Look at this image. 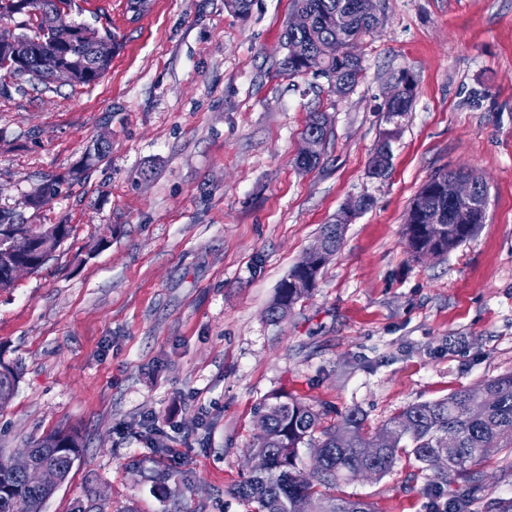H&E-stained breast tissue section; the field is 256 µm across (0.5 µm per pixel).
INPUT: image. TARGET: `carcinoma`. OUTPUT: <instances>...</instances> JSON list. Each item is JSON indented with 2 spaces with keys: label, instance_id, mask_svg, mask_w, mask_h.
Returning <instances> with one entry per match:
<instances>
[{
  "label": "carcinoma",
  "instance_id": "cac0c4a2",
  "mask_svg": "<svg viewBox=\"0 0 512 512\" xmlns=\"http://www.w3.org/2000/svg\"><path fill=\"white\" fill-rule=\"evenodd\" d=\"M31 2L32 12L14 50V55L28 68V80L49 84L55 64L77 59L79 67L72 86L96 83L109 62L95 56L93 39L62 38L51 26L48 0ZM294 8L305 11L311 25L305 30L285 28L283 44L290 52V59L285 61L287 74L337 77L347 90H352L362 72L361 60L353 53L355 41L372 30L379 18L368 12L363 0H294ZM328 38L336 40L337 55L332 60H322L315 55L314 48L319 40ZM414 97L412 87L402 102L381 107L389 128L375 149V153L384 154V162L378 170L370 172L371 177L387 176L392 155L384 149L397 138ZM106 153L107 149L93 145L82 164L71 172V179H80ZM463 174L476 182L481 193H488L483 178L471 172L450 170L432 176L418 191V195L426 196L427 207L417 206L414 199L405 217L404 231L410 248L422 251L439 243L446 254L470 239L477 226L485 223L483 210L458 203L451 196L453 180ZM62 184L60 178L42 180L36 188L39 203L33 207L46 205L59 196ZM436 213L443 220L439 228L429 223ZM344 231L343 224L323 225L321 234L327 239V256L339 250ZM322 268L321 264L297 263L280 283L268 307L271 318H282L310 292L308 288L292 287V281L308 279L314 284ZM16 382V373L1 366L0 409L12 400ZM484 398L488 405L482 415L467 414L469 405ZM257 417L258 423L267 427L268 435L257 442L252 453L266 456L268 468L262 475L249 474L236 488L238 497L256 503L257 512H306L310 504L315 512H373L366 501L324 494L312 482L304 481L299 467L302 448L323 449L318 482L334 486L356 478L359 470L367 466L373 469L375 477H382L393 469L401 455H412L430 472L433 496H440L445 486L456 487L448 498V512H470L480 491L472 468L487 457L512 448V373L482 380L443 399L411 404L372 433L364 431L363 418L354 409L321 430L320 414L288 394L274 396V402L259 408ZM317 432L321 437H315ZM30 447L68 475L80 444L77 435L62 427L34 439ZM51 496L49 490L27 486L22 474L11 467L10 458L0 455V512H42ZM70 512H111L110 501L89 488L73 501Z\"/></svg>",
  "mask_w": 512,
  "mask_h": 512
}]
</instances>
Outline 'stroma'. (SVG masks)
Returning a JSON list of instances; mask_svg holds the SVG:
<instances>
[{"label": "stroma", "instance_id": "35a3bbf8", "mask_svg": "<svg viewBox=\"0 0 512 512\" xmlns=\"http://www.w3.org/2000/svg\"><path fill=\"white\" fill-rule=\"evenodd\" d=\"M75 0L70 17L112 33L94 85L15 80L0 96V208L72 233L38 272L0 290V362L18 383L0 409V454L54 428L84 441L44 512L87 488L112 512H255L236 487L276 394L359 410L374 431L404 407L512 372V0H380L358 40L363 71L336 95L283 73L292 0ZM416 96L370 178L400 72ZM330 119L318 166L297 167L310 113ZM109 134L78 181L70 168ZM471 170L486 222L447 254L412 259L402 225L434 174ZM63 178L40 209L24 195ZM372 206L286 318L266 309L352 198ZM512 451L481 467L472 512L512 501ZM414 458L342 484L375 512H430Z\"/></svg>", "mask_w": 512, "mask_h": 512}]
</instances>
